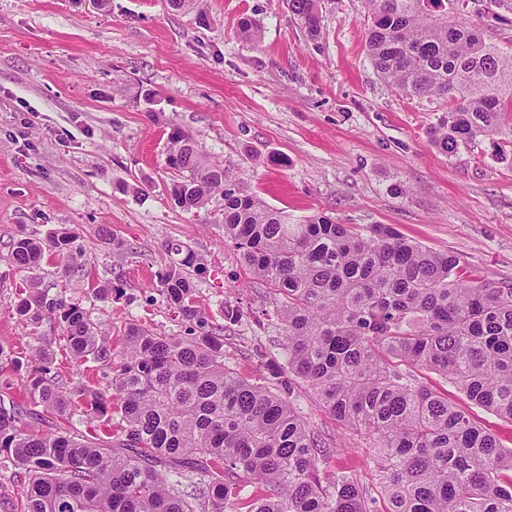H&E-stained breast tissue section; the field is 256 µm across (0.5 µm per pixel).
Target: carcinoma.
Returning <instances> with one entry per match:
<instances>
[{
  "instance_id": "obj_1",
  "label": "carcinoma",
  "mask_w": 512,
  "mask_h": 512,
  "mask_svg": "<svg viewBox=\"0 0 512 512\" xmlns=\"http://www.w3.org/2000/svg\"><path fill=\"white\" fill-rule=\"evenodd\" d=\"M468 3L368 0L370 60L399 92L439 108L428 135L444 153L483 139L512 144V53L468 22ZM287 5L309 34L318 31V0ZM166 165L178 174L169 192L181 208L223 197L224 241L281 296L285 362H267L265 385L226 367L223 331L246 312L226 303L224 325L209 327L191 277L202 262L186 246L167 245L174 259L157 290L202 332L164 336L130 323L115 354L112 324L40 288L46 258L66 276L81 268L73 233L14 240L9 260L28 273L13 305L18 320L55 322L70 360L109 378L102 389L65 387L47 347L10 359L27 372L32 407L0 398V467L24 472L23 512H512V448L397 369L433 372L512 422V287L465 276L459 257L389 224L357 229L325 215L292 224L179 130ZM296 384L373 437L383 510L356 475L321 473L325 442L295 407ZM39 407L65 425L27 429ZM76 415L96 420L97 431L68 425ZM250 480L266 485V498L244 501Z\"/></svg>"
}]
</instances>
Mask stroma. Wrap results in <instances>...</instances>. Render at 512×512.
Here are the masks:
<instances>
[{
  "label": "stroma",
  "instance_id": "stroma-1",
  "mask_svg": "<svg viewBox=\"0 0 512 512\" xmlns=\"http://www.w3.org/2000/svg\"><path fill=\"white\" fill-rule=\"evenodd\" d=\"M205 9L202 24L168 0H0L1 349L25 354L60 333L14 314L27 278L10 265L13 240L73 231L82 271L66 285L59 264H43V286L66 287L94 320L181 336L156 289L176 241L204 259L194 282L209 322L223 323L228 302L247 312L224 334L225 365L265 383V361L285 357L274 291L225 246L222 197L192 211L170 197L176 128L291 223L323 213L389 224L454 253L481 281L512 285V145L437 149L426 134L437 121L431 106L399 94L366 53L367 0H320L315 39L286 0H206ZM469 10L488 41L512 51L511 9L470 0ZM246 15L259 39L239 36ZM107 282L115 294L96 298ZM416 376L512 447V423L467 404L435 373ZM295 404L330 448L323 469L375 486L371 439L311 389Z\"/></svg>",
  "mask_w": 512,
  "mask_h": 512
}]
</instances>
